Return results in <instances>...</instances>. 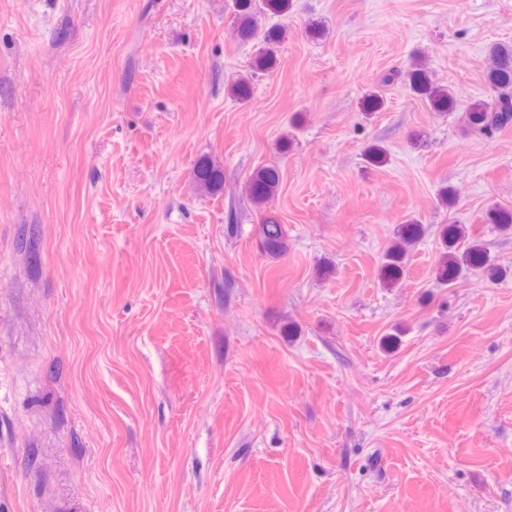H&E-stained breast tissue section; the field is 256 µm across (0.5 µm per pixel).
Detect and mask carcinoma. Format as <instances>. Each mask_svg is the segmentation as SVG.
Wrapping results in <instances>:
<instances>
[{"label": "carcinoma", "mask_w": 512, "mask_h": 512, "mask_svg": "<svg viewBox=\"0 0 512 512\" xmlns=\"http://www.w3.org/2000/svg\"><path fill=\"white\" fill-rule=\"evenodd\" d=\"M488 81L498 92L496 100L466 103L451 90L434 84L422 68H414L410 76V89L422 96L434 109L453 112L466 108L470 124L481 132L492 134L512 127V48L495 46L490 51ZM195 179L199 188L212 193L224 181V172L210 162L198 163ZM279 172L274 167L260 168L250 180L247 192L252 201L262 207L274 197L279 184ZM425 233L424 225L410 222L401 225L396 239L383 255L380 267L381 277L394 284L400 280L405 270L408 253L421 240ZM261 243L273 256H280L288 249L282 226L268 218L260 225ZM439 236L447 251L441 256L437 271L438 279L452 284L454 279L467 271L481 270L488 277L496 279L503 275L500 268L491 263L485 244L468 231L463 224L442 225Z\"/></svg>", "instance_id": "cac0c4a2"}]
</instances>
